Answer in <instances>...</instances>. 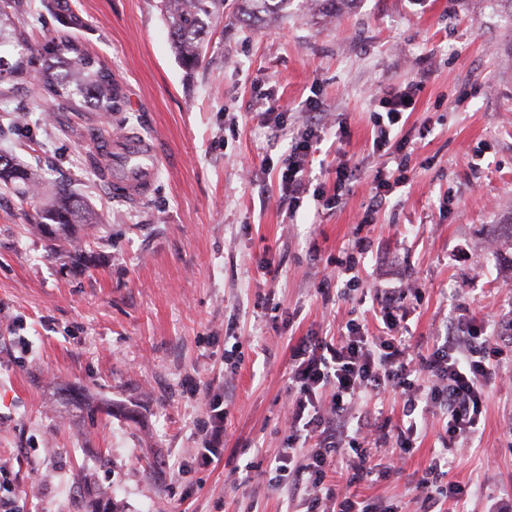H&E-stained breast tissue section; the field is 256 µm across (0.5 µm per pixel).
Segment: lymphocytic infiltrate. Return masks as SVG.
Masks as SVG:
<instances>
[{
  "instance_id": "obj_1",
  "label": "lymphocytic infiltrate",
  "mask_w": 512,
  "mask_h": 512,
  "mask_svg": "<svg viewBox=\"0 0 512 512\" xmlns=\"http://www.w3.org/2000/svg\"><path fill=\"white\" fill-rule=\"evenodd\" d=\"M414 92L408 87L385 90L375 116L374 152L399 155L397 177L378 178L377 199L407 182L410 155L407 137L398 133L405 112L412 110ZM301 132L293 134L280 170V183L290 208L297 209L310 193L311 167L324 129L322 112L310 105ZM405 290L386 288L375 296L386 333L369 335L359 319L338 328L337 337L302 336L292 346L288 367V437L275 458L278 487L300 496L307 512H373L367 499L351 492V485L371 477L378 468L370 448L381 425L374 412L361 406L365 398L392 391L403 396L404 425L396 429L400 454H409L418 422L428 409L447 419L446 436L421 475V507L429 512L439 499L462 497L461 486L439 485L438 478L451 462L448 450L461 440L474 439L485 402V387L494 374L496 355L488 327L472 318L452 316L427 356L413 360L410 339L402 331L400 310ZM205 441L196 460L208 465L224 447V403H209L202 426ZM351 470L350 485L338 488L326 477L336 464Z\"/></svg>"
}]
</instances>
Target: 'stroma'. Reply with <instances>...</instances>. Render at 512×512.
I'll list each match as a JSON object with an SVG mask.
<instances>
[{
	"mask_svg": "<svg viewBox=\"0 0 512 512\" xmlns=\"http://www.w3.org/2000/svg\"><path fill=\"white\" fill-rule=\"evenodd\" d=\"M70 4L74 23L42 10L29 42L66 34L105 60L126 104L103 126L153 136L163 163L151 200L130 206L96 176L87 117L0 99V150L46 186L70 183L99 218L75 265L49 256L32 207L0 184V465L20 512H92L99 490L114 512H299L272 482L290 348L351 316L377 332L378 288L420 292L404 319L416 352L454 298L493 331L479 436L449 450L444 478L468 495L439 510L482 512L512 493V0H354L326 23L297 11L250 28L230 2L190 72L157 0ZM407 84L409 181L377 206L376 171L396 164L371 152L375 94ZM278 99L295 106L291 129L310 101L326 119L312 166L323 197L295 212L278 179L288 141L266 112ZM346 159L360 172L340 186ZM349 254L360 286L346 292L336 261ZM215 396L224 451L200 465ZM445 425L427 413L400 472L357 492L419 512L415 483Z\"/></svg>",
	"mask_w": 512,
	"mask_h": 512,
	"instance_id": "35a3bbf8",
	"label": "stroma"
}]
</instances>
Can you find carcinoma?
Segmentation results:
<instances>
[{
  "mask_svg": "<svg viewBox=\"0 0 512 512\" xmlns=\"http://www.w3.org/2000/svg\"><path fill=\"white\" fill-rule=\"evenodd\" d=\"M294 0H238V13L247 21L288 16ZM354 0H306L323 19ZM225 0H159L168 24L169 38L180 65L197 68L203 61L205 39L214 20L224 17ZM36 10L33 0H10L0 9V73L26 75V95L47 97L64 112H98L107 116L124 105L120 85L109 66L80 43L50 38L43 44L28 43L22 28ZM14 185L20 201L33 205L31 227L50 243V251L65 249L77 254L76 237L65 233L73 224H93L84 200L64 183L48 193L33 169H24L0 153V182Z\"/></svg>",
  "mask_w": 512,
  "mask_h": 512,
  "instance_id": "1",
  "label": "carcinoma"
}]
</instances>
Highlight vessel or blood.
<instances>
[{
  "label": "vessel or blood",
  "mask_w": 512,
  "mask_h": 512,
  "mask_svg": "<svg viewBox=\"0 0 512 512\" xmlns=\"http://www.w3.org/2000/svg\"><path fill=\"white\" fill-rule=\"evenodd\" d=\"M97 174L112 197L137 206L155 189L162 155L154 138L137 131L106 134L98 142Z\"/></svg>",
  "instance_id": "1"
}]
</instances>
